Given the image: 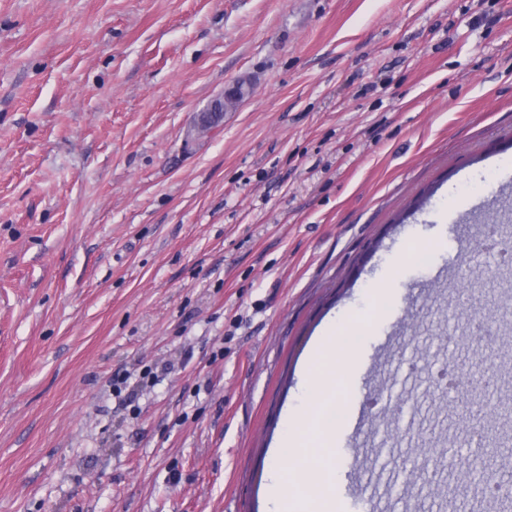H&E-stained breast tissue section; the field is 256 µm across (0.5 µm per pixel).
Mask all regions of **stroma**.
<instances>
[{
  "label": "stroma",
  "mask_w": 512,
  "mask_h": 512,
  "mask_svg": "<svg viewBox=\"0 0 512 512\" xmlns=\"http://www.w3.org/2000/svg\"><path fill=\"white\" fill-rule=\"evenodd\" d=\"M499 194L512 0H0V512H270L311 351L379 286L336 501L448 512L442 373L505 370L468 341L512 322Z\"/></svg>",
  "instance_id": "stroma-1"
}]
</instances>
